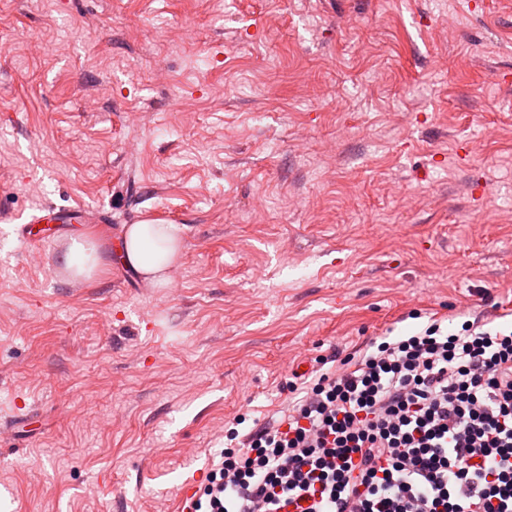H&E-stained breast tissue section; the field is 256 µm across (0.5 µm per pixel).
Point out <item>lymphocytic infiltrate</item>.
<instances>
[{
	"label": "lymphocytic infiltrate",
	"mask_w": 512,
	"mask_h": 512,
	"mask_svg": "<svg viewBox=\"0 0 512 512\" xmlns=\"http://www.w3.org/2000/svg\"><path fill=\"white\" fill-rule=\"evenodd\" d=\"M236 428L183 512H512V328L440 322L370 340Z\"/></svg>",
	"instance_id": "lymphocytic-infiltrate-1"
}]
</instances>
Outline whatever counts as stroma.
Returning <instances> with one entry per match:
<instances>
[{
  "mask_svg": "<svg viewBox=\"0 0 512 512\" xmlns=\"http://www.w3.org/2000/svg\"><path fill=\"white\" fill-rule=\"evenodd\" d=\"M462 314L512 325V0H0V512H182L293 371ZM96 210H84L82 207L73 209L71 211H62L55 208L53 205H46L41 207L30 220V224H70L72 219L79 216H74L75 213L93 214ZM106 215L97 212L94 216V222L97 224H104L106 222ZM150 224H135L127 230L122 254L126 264L130 265L145 276L152 275L161 279L167 271L168 264L172 262L179 251V242L176 238L177 229L170 224L163 228L157 225L161 235L169 242L167 249L155 248L148 250L147 242L150 240ZM167 230H170L168 233Z\"/></svg>",
  "mask_w": 512,
  "mask_h": 512,
  "instance_id": "obj_1",
  "label": "stroma"
}]
</instances>
